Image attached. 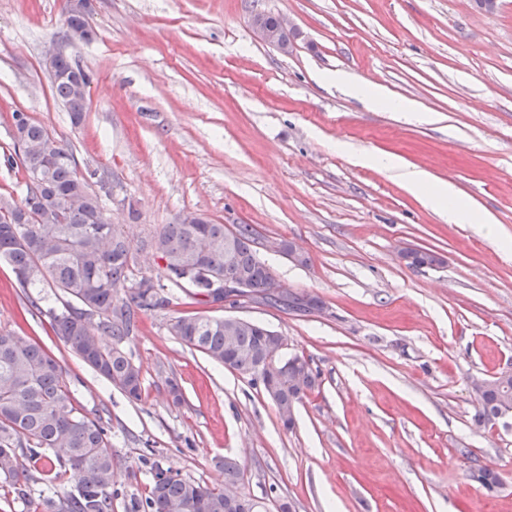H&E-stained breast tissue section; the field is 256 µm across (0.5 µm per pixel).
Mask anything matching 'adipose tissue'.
Masks as SVG:
<instances>
[{
  "label": "adipose tissue",
  "mask_w": 512,
  "mask_h": 512,
  "mask_svg": "<svg viewBox=\"0 0 512 512\" xmlns=\"http://www.w3.org/2000/svg\"><path fill=\"white\" fill-rule=\"evenodd\" d=\"M408 191L419 196L434 209L446 213L449 221H469L476 224L493 223L489 213L475 211L472 205L464 201L456 187L449 182H441L421 170L413 169L403 175Z\"/></svg>",
  "instance_id": "1"
}]
</instances>
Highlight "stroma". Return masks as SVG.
<instances>
[{
  "instance_id": "35a3bbf8",
  "label": "stroma",
  "mask_w": 512,
  "mask_h": 512,
  "mask_svg": "<svg viewBox=\"0 0 512 512\" xmlns=\"http://www.w3.org/2000/svg\"><path fill=\"white\" fill-rule=\"evenodd\" d=\"M66 2L0 0V197L25 192L9 160L21 112L105 181L135 276L162 274L148 240L193 214L291 242L306 264L258 255L285 293L323 303L306 316L235 311L318 375L286 430L261 386L169 331L174 317L224 309L191 308L186 289L167 286L168 305L140 315L123 344L142 372L131 403L55 336V296L31 313L0 261V328L38 340L76 406L111 432L112 512L149 494L146 457L210 486L230 458L267 512H512V418L478 426L470 388L512 368V0L491 16L471 0H96L93 41L67 48L91 80L77 126L44 64ZM257 13L297 29L288 53L255 36ZM339 71L433 121L365 107L329 82ZM404 167L452 182L496 234L449 222L407 190ZM404 248L444 263L407 266ZM482 469L497 486L477 480Z\"/></svg>"
}]
</instances>
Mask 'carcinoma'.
Here are the masks:
<instances>
[{
	"instance_id": "carcinoma-1",
	"label": "carcinoma",
	"mask_w": 512,
	"mask_h": 512,
	"mask_svg": "<svg viewBox=\"0 0 512 512\" xmlns=\"http://www.w3.org/2000/svg\"><path fill=\"white\" fill-rule=\"evenodd\" d=\"M89 82L72 78L52 81L73 124L88 108ZM14 152L30 176L21 203L0 199L11 219L0 222V258L19 275L23 288H53L61 308L50 310L55 334L65 347L133 402L142 399L141 369L122 348L137 329L136 314L168 303L163 281L190 288L195 298L208 279L242 278L256 303L304 312L320 305L316 297L271 299L273 277L257 254L256 232L249 224L230 229L207 219L185 216L164 224L148 245L165 261L160 277H132L135 257L118 224L110 222L99 194L77 172L74 155L39 123L16 114ZM410 267H434L443 258L428 249L409 248ZM172 335L228 369L267 387L275 383L278 415L288 402L312 390L318 375L303 357L287 360L273 371L262 365V352L275 338L273 330L248 322L227 325L222 318L182 315L170 323ZM112 337L105 345L101 337ZM288 372H283V367ZM477 418L490 421L512 410V377L492 378L480 395ZM27 465L21 467L18 456ZM148 462V458H143ZM150 463V462H148ZM224 483L244 481L237 462H219ZM72 472L74 483L59 484V470ZM114 455L107 429L82 414L63 378L58 360L38 342L11 330H0V475L11 480L21 498L31 482L47 495L29 501L33 512H112ZM152 487L135 512H224V487L203 485L159 463H150Z\"/></svg>"
}]
</instances>
